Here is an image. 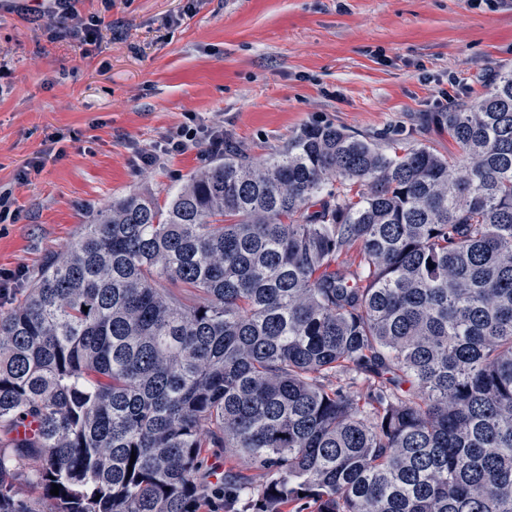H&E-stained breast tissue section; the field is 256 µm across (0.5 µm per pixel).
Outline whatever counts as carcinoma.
I'll list each match as a JSON object with an SVG mask.
<instances>
[{"mask_svg": "<svg viewBox=\"0 0 512 512\" xmlns=\"http://www.w3.org/2000/svg\"><path fill=\"white\" fill-rule=\"evenodd\" d=\"M436 121L458 155L227 142L48 256L0 313V512H193L206 448L248 512H512V70Z\"/></svg>", "mask_w": 512, "mask_h": 512, "instance_id": "1", "label": "carcinoma"}]
</instances>
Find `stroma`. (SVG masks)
<instances>
[{"label":"stroma","mask_w":512,"mask_h":512,"mask_svg":"<svg viewBox=\"0 0 512 512\" xmlns=\"http://www.w3.org/2000/svg\"><path fill=\"white\" fill-rule=\"evenodd\" d=\"M102 22L95 39L49 37L45 5L0 0V271L9 310L100 209L131 193L165 198L212 153L191 144L151 167L132 162L189 119L224 129L255 157L311 123L364 137L411 136L456 154L433 112L483 95L512 69V0H76ZM58 136L48 152V136ZM41 158L28 179L18 174ZM229 452H207L210 493L225 503Z\"/></svg>","instance_id":"1"}]
</instances>
